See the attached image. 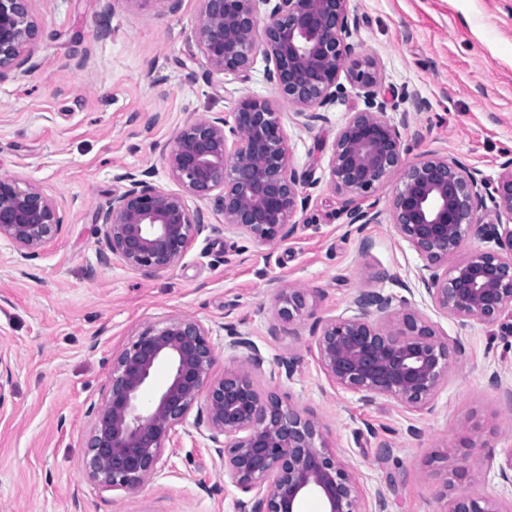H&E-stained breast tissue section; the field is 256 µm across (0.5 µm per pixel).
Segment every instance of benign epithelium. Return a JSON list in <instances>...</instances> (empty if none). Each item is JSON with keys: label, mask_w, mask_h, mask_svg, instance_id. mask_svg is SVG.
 Returning a JSON list of instances; mask_svg holds the SVG:
<instances>
[{"label": "benign epithelium", "mask_w": 512, "mask_h": 512, "mask_svg": "<svg viewBox=\"0 0 512 512\" xmlns=\"http://www.w3.org/2000/svg\"><path fill=\"white\" fill-rule=\"evenodd\" d=\"M31 2L0 0V83L21 80L33 68L38 26ZM200 2L193 39L211 70L245 83L260 55L279 97L245 94L229 116L203 117L177 130L166 164L180 193L148 181L150 171L116 175L123 187L96 217L105 241L99 262L160 275L205 232L262 244L291 235L308 196L292 163L280 107L295 108L293 123L310 130L326 119L322 109L336 103L344 78L363 91L364 107L350 113L336 134L328 171L350 231L360 234L365 225L379 223L376 205L363 209L359 202L400 171L390 224L422 261L418 282L433 307L462 329L473 320L512 329V159L492 180L439 153L404 162L408 111L397 120L387 116L382 64L355 56L358 20L350 0ZM190 197L212 203L224 223L207 222L202 209L189 206ZM65 223L64 208L36 183L0 175V239L21 258L39 256ZM469 238L484 247L456 257ZM370 277L411 291L387 269ZM273 301L272 337L313 316L317 305L316 294L299 286L275 287ZM316 325L317 360L333 386L366 403L390 399L410 412L433 409L451 368L448 338L406 297L363 289L352 299V315ZM224 331L233 362L219 378L212 376L211 329L189 315L146 326L112 356L107 391L87 409L86 478L134 495L163 469L167 451L198 434L242 494L237 512H303L309 498L319 500L321 512H389L382 490L370 502L362 496L358 475L337 456L326 424L260 389L267 360L254 342L231 322ZM274 364L270 373L288 379L298 366L293 357H277ZM161 365L168 377L155 388ZM12 379L10 355L0 347V408ZM448 512H512V505L462 492L448 500Z\"/></svg>", "instance_id": "obj_1"}]
</instances>
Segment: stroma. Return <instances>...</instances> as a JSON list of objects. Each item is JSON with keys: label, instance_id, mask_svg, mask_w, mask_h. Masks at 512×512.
<instances>
[{"label": "stroma", "instance_id": "obj_1", "mask_svg": "<svg viewBox=\"0 0 512 512\" xmlns=\"http://www.w3.org/2000/svg\"><path fill=\"white\" fill-rule=\"evenodd\" d=\"M199 10L198 0H182L175 14L166 0H35V68L0 83V174L35 182L69 212L62 236L38 258L21 259L0 240V346L14 371L0 408V512H236L238 492L201 438H183L132 497L81 470L87 409L104 394L108 357L144 325L175 314L211 327L214 376L229 363L230 321L265 357L296 356L291 379L269 376L261 389L289 395L328 425L364 494L383 490L390 512H446L448 497L463 491L512 502V483L500 476L512 454V404L488 383L496 372L512 385L511 333L479 322L460 330L415 291L414 307L461 342L434 410L423 415L335 390L311 353L312 319L267 334L271 283L318 289V314L338 317L369 287L368 269L386 267L411 282L421 264L385 220L366 225L372 247L359 253L329 186L336 134L363 106L357 86L345 84L342 101L312 131L285 126L310 196L291 236L274 245L202 236L159 276L99 264L96 214L117 173L148 169L154 185L179 192L164 151L179 128L230 112L242 95H277L263 60L245 83L211 71L192 38ZM350 11L359 20L357 51L381 61L386 90L426 103L411 114L405 162L435 151L495 177L512 158V0H350ZM464 436L481 461L463 473Z\"/></svg>", "mask_w": 512, "mask_h": 512}]
</instances>
